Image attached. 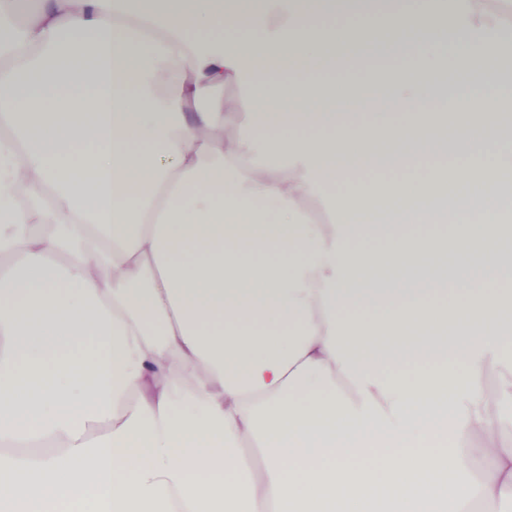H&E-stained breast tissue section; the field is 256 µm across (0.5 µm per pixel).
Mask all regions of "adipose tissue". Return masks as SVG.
<instances>
[{
    "label": "adipose tissue",
    "mask_w": 512,
    "mask_h": 512,
    "mask_svg": "<svg viewBox=\"0 0 512 512\" xmlns=\"http://www.w3.org/2000/svg\"><path fill=\"white\" fill-rule=\"evenodd\" d=\"M325 4L338 23L295 0H38L15 28L23 0H0V501L16 512L512 502V417L485 393L512 344V256L489 247L512 211V103L471 94L502 83L512 0H463L454 44L409 43L389 72L336 44L380 40L398 0ZM227 80L250 94L229 142L211 97ZM339 96L402 120L363 126L326 110ZM379 166L399 179L315 222L321 187ZM444 185L465 200L448 236L476 255L447 279L406 232L438 223ZM365 234L384 250L355 248Z\"/></svg>",
    "instance_id": "obj_1"
}]
</instances>
